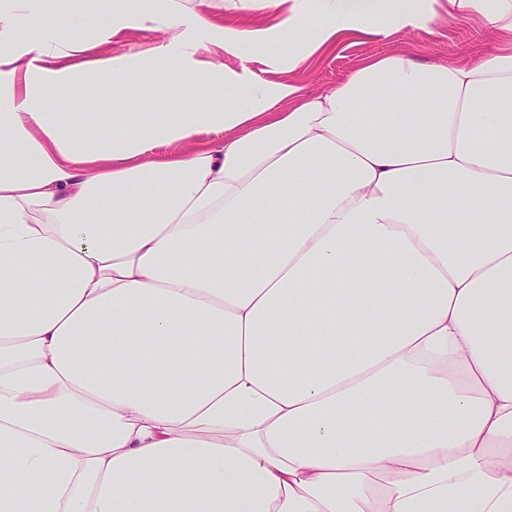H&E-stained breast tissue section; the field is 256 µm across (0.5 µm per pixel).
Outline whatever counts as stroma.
Returning <instances> with one entry per match:
<instances>
[{
	"mask_svg": "<svg viewBox=\"0 0 512 512\" xmlns=\"http://www.w3.org/2000/svg\"><path fill=\"white\" fill-rule=\"evenodd\" d=\"M416 6L420 14L432 16L429 30L399 28L394 15L395 4L388 0L366 20V32L340 41L332 53L296 70L284 65L269 67L258 52L248 57L228 53L223 62L231 70L247 69L271 81L291 82L312 90L341 82L372 56L405 53L424 63L445 62L461 60L468 53L490 48L492 37L483 15L476 13L465 19H452L448 15V0H417ZM92 91L88 86L79 85L73 95L82 98ZM93 92L99 96L102 107L115 104L126 107L134 126L152 111L156 97L154 87L140 84L117 90L105 85Z\"/></svg>",
	"mask_w": 512,
	"mask_h": 512,
	"instance_id": "obj_1",
	"label": "stroma"
}]
</instances>
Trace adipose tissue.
<instances>
[{"label":"adipose tissue","mask_w":512,"mask_h":512,"mask_svg":"<svg viewBox=\"0 0 512 512\" xmlns=\"http://www.w3.org/2000/svg\"><path fill=\"white\" fill-rule=\"evenodd\" d=\"M35 2L0 12V512H512V0L482 54L310 93L219 56L300 67L379 0H193L205 45L180 0L19 39ZM79 82L209 95L132 127Z\"/></svg>","instance_id":"obj_1"}]
</instances>
